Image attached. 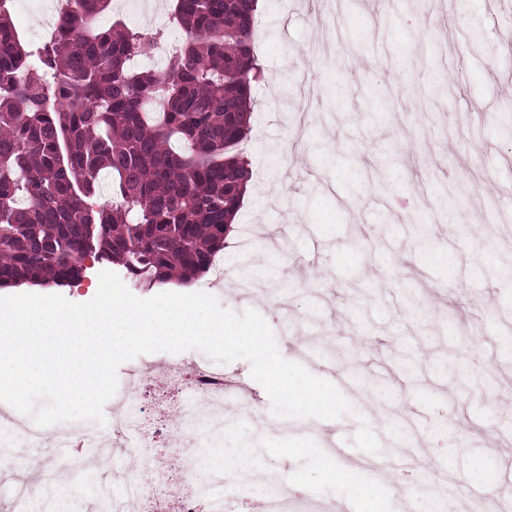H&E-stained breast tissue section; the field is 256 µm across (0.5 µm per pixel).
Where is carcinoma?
I'll list each match as a JSON object with an SVG mask.
<instances>
[{
    "label": "carcinoma",
    "mask_w": 512,
    "mask_h": 512,
    "mask_svg": "<svg viewBox=\"0 0 512 512\" xmlns=\"http://www.w3.org/2000/svg\"><path fill=\"white\" fill-rule=\"evenodd\" d=\"M0 0V288L70 285L84 258L143 287L191 282L228 247L252 179L240 151L260 74L256 0H173L185 34L162 71L155 35L112 0H70L48 40L14 37ZM112 175V199L96 186Z\"/></svg>",
    "instance_id": "carcinoma-1"
}]
</instances>
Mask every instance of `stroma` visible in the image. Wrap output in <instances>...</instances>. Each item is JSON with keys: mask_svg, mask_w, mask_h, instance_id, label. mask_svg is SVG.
I'll list each match as a JSON object with an SVG mask.
<instances>
[{"mask_svg": "<svg viewBox=\"0 0 512 512\" xmlns=\"http://www.w3.org/2000/svg\"><path fill=\"white\" fill-rule=\"evenodd\" d=\"M144 2L113 0L103 21L165 24L158 54L170 58L181 38L172 0ZM336 5L263 0L264 75L242 146L255 185L237 217L253 236L244 252L225 250L223 282L206 274L171 290L255 309L287 360L335 384L353 411L279 429L237 360L224 374L259 412L235 416L205 460L248 452L256 484L273 476L348 512L364 489L380 512H432L427 483L470 512L488 487H512V275L498 268L512 234V0ZM317 15L341 36L322 58L309 54ZM236 279L253 292L233 290ZM367 381L381 406L361 400ZM148 481L115 452L111 472L81 488L83 512H101L100 485L128 503Z\"/></svg>", "mask_w": 512, "mask_h": 512, "instance_id": "obj_1", "label": "stroma"}]
</instances>
